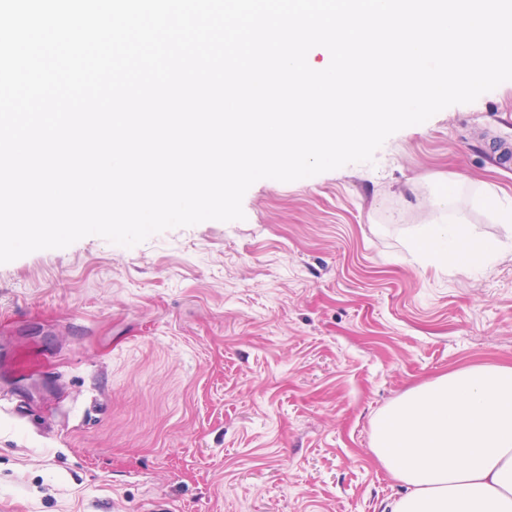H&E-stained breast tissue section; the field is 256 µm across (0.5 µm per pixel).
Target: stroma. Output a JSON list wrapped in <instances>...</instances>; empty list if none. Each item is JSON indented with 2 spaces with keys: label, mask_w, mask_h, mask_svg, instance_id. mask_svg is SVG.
Here are the masks:
<instances>
[{
  "label": "stroma",
  "mask_w": 512,
  "mask_h": 512,
  "mask_svg": "<svg viewBox=\"0 0 512 512\" xmlns=\"http://www.w3.org/2000/svg\"><path fill=\"white\" fill-rule=\"evenodd\" d=\"M512 81L373 162L261 179L244 219L132 247L90 235L0 264V512H381L376 415L512 366ZM447 185L503 256L417 262Z\"/></svg>",
  "instance_id": "obj_1"
}]
</instances>
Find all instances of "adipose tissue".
<instances>
[{
	"label": "adipose tissue",
	"mask_w": 512,
	"mask_h": 512,
	"mask_svg": "<svg viewBox=\"0 0 512 512\" xmlns=\"http://www.w3.org/2000/svg\"><path fill=\"white\" fill-rule=\"evenodd\" d=\"M455 190L410 246L425 264L478 268L494 245L454 217ZM373 452L405 493L383 512H512V366L475 364L410 389L373 423Z\"/></svg>",
	"instance_id": "obj_1"
}]
</instances>
